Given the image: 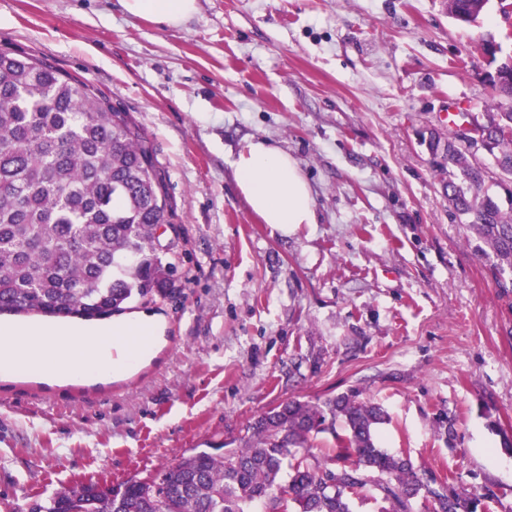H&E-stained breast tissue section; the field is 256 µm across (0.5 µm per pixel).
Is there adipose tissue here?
Listing matches in <instances>:
<instances>
[{
    "label": "adipose tissue",
    "mask_w": 512,
    "mask_h": 512,
    "mask_svg": "<svg viewBox=\"0 0 512 512\" xmlns=\"http://www.w3.org/2000/svg\"><path fill=\"white\" fill-rule=\"evenodd\" d=\"M125 11L169 27H178L197 11V0H122ZM237 190L249 212L261 223L289 232L296 224L317 221L312 189L298 161L262 139L249 140L232 163ZM159 326L145 313L117 322L115 327L62 329L40 326L0 331V375L14 371L45 372L65 381L75 375L92 381L133 368L138 352L113 355L102 344L112 331L137 336Z\"/></svg>",
    "instance_id": "ef3b65f1"
}]
</instances>
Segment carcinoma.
I'll use <instances>...</instances> for the list:
<instances>
[{"label":"carcinoma","mask_w":512,"mask_h":512,"mask_svg":"<svg viewBox=\"0 0 512 512\" xmlns=\"http://www.w3.org/2000/svg\"><path fill=\"white\" fill-rule=\"evenodd\" d=\"M448 13L480 16L472 0H448ZM490 63L499 73L483 152L494 184L512 196V66L496 52ZM437 170L499 293L511 296L512 211L489 192L478 150L450 132ZM172 215L166 177L130 113L43 59L0 52V315L92 321L165 294L176 262L160 251L157 227ZM385 418L357 393L290 401L259 416L235 448H197L117 490L76 483L29 512H68L75 496L81 512H251L259 502L266 512H352L369 477L392 512H410L418 497L433 512H477L478 497L432 486L410 460L379 447Z\"/></svg>","instance_id":"cac0c4a2"}]
</instances>
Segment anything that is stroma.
I'll return each mask as SVG.
<instances>
[{"instance_id":"obj_1","label":"stroma","mask_w":512,"mask_h":512,"mask_svg":"<svg viewBox=\"0 0 512 512\" xmlns=\"http://www.w3.org/2000/svg\"><path fill=\"white\" fill-rule=\"evenodd\" d=\"M512 54L500 0H198L171 28L121 0H0V51L86 79L130 112L167 179L180 263L133 303L162 343L103 382L0 376V512L87 479L120 485L244 436L291 400L383 406L378 443L512 512V299L452 217L431 135L491 109L480 45ZM298 161L313 224L252 216L250 139Z\"/></svg>"}]
</instances>
